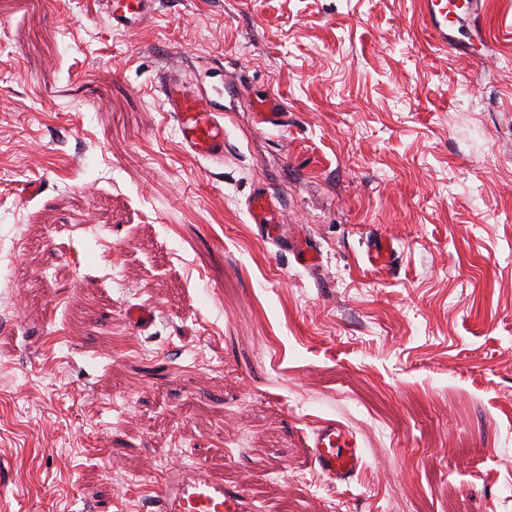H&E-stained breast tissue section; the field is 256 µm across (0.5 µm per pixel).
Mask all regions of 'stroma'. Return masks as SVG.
Instances as JSON below:
<instances>
[{"label":"stroma","instance_id":"obj_1","mask_svg":"<svg viewBox=\"0 0 512 512\" xmlns=\"http://www.w3.org/2000/svg\"><path fill=\"white\" fill-rule=\"evenodd\" d=\"M485 5L446 51L420 0H157L130 34L0 0V512H152L199 460L259 512H512V0ZM172 64L223 102V163L181 148ZM324 419L351 485L313 468ZM258 112L262 120L274 126H280L286 119V114L281 102L272 96H266L259 100ZM249 208L256 218L258 224H269L266 226V236L276 242L280 251L288 250V240L281 236L277 206L273 197L263 189L255 190L248 201ZM308 454L317 472L329 484L350 483L365 464L356 433L333 419L322 420L315 427Z\"/></svg>","mask_w":512,"mask_h":512}]
</instances>
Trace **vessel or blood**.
I'll return each instance as SVG.
<instances>
[{
    "mask_svg": "<svg viewBox=\"0 0 512 512\" xmlns=\"http://www.w3.org/2000/svg\"><path fill=\"white\" fill-rule=\"evenodd\" d=\"M154 0H97L112 29L137 31L153 13ZM424 15L440 47L448 45V27L459 14L481 16V0H423ZM158 97L177 129L183 150L195 158L220 160L224 157L223 109L203 89H191L178 72L166 69L155 83ZM260 117L278 126L285 118L281 102L272 96L261 99ZM257 223L279 249L288 241L279 232L277 206L265 190H255L248 201ZM317 472L330 484H347L359 475L365 460L361 442L339 421H321L314 429L308 448ZM153 504L155 512H254L252 498L241 486H224L211 481L203 467L192 470L171 467Z\"/></svg>",
    "mask_w": 512,
    "mask_h": 512,
    "instance_id": "obj_1",
    "label": "vessel or blood"
}]
</instances>
